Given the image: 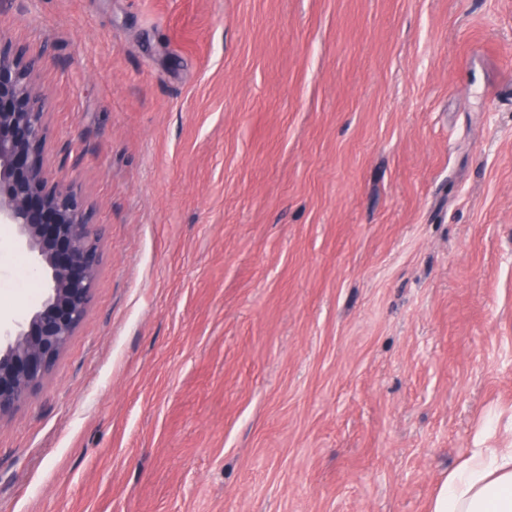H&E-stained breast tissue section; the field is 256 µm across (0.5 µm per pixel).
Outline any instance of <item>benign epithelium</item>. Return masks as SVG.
<instances>
[{"label":"benign epithelium","instance_id":"benign-epithelium-1","mask_svg":"<svg viewBox=\"0 0 512 512\" xmlns=\"http://www.w3.org/2000/svg\"><path fill=\"white\" fill-rule=\"evenodd\" d=\"M38 66L0 45V224L15 226L48 280L40 307L0 333V419L49 375L86 315L101 263L91 212L44 159L42 94L29 82Z\"/></svg>","mask_w":512,"mask_h":512}]
</instances>
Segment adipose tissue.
Returning <instances> with one entry per match:
<instances>
[{
	"instance_id": "1",
	"label": "adipose tissue",
	"mask_w": 512,
	"mask_h": 512,
	"mask_svg": "<svg viewBox=\"0 0 512 512\" xmlns=\"http://www.w3.org/2000/svg\"><path fill=\"white\" fill-rule=\"evenodd\" d=\"M430 512H512V445L470 449L443 477Z\"/></svg>"
}]
</instances>
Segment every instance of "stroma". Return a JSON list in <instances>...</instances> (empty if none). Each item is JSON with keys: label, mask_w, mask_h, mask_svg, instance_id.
Masks as SVG:
<instances>
[{"label": "stroma", "mask_w": 512, "mask_h": 512, "mask_svg": "<svg viewBox=\"0 0 512 512\" xmlns=\"http://www.w3.org/2000/svg\"><path fill=\"white\" fill-rule=\"evenodd\" d=\"M102 263L0 512H429L512 442V0H12ZM0 224V324L47 279Z\"/></svg>", "instance_id": "1"}]
</instances>
